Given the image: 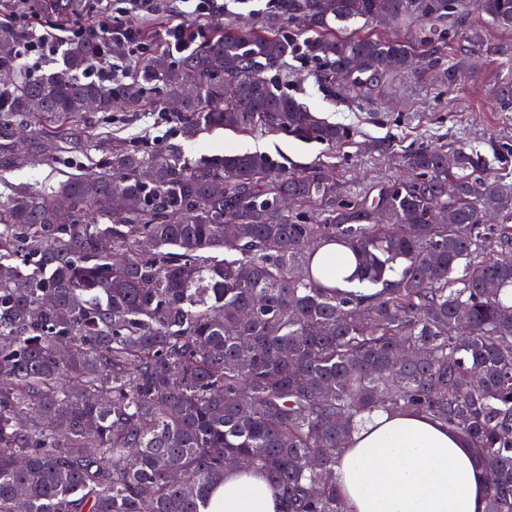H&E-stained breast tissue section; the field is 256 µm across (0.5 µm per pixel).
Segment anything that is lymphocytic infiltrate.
<instances>
[{
	"label": "lymphocytic infiltrate",
	"instance_id": "1",
	"mask_svg": "<svg viewBox=\"0 0 512 512\" xmlns=\"http://www.w3.org/2000/svg\"><path fill=\"white\" fill-rule=\"evenodd\" d=\"M170 22L149 37L146 24L160 12L159 0H92L89 11L69 22L43 23L36 8H20L0 0V27L13 29L20 40L19 58L28 75L64 46L95 40L99 51L84 76L103 86L128 77L152 52L154 45L168 54L183 53L207 40L216 21L228 12L226 0H177Z\"/></svg>",
	"mask_w": 512,
	"mask_h": 512
}]
</instances>
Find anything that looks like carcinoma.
<instances>
[{
    "instance_id": "1",
    "label": "carcinoma",
    "mask_w": 512,
    "mask_h": 512,
    "mask_svg": "<svg viewBox=\"0 0 512 512\" xmlns=\"http://www.w3.org/2000/svg\"><path fill=\"white\" fill-rule=\"evenodd\" d=\"M512 34V0H480ZM298 44L224 26L178 62L157 49L115 88L82 82L98 46L74 44L61 72L9 81L0 112L51 128L22 148L3 133L0 167L49 166L96 111L175 105L182 135L291 133L330 150L354 130L274 88L303 47L314 81L354 99L434 72L453 88L485 43L466 0H284ZM415 25L406 39L383 19ZM455 38L463 57L444 58ZM0 29V77L16 71ZM512 108V71L497 87ZM471 146L421 145L407 174L343 200L336 164L293 170L260 152L192 161L180 144H103L101 163L0 200V512H204L226 459L246 458L281 512H345L336 465L378 410L412 411L460 435L486 468V512H512V166ZM457 193L448 198V182ZM125 219L111 221L113 198ZM311 214H288L285 201ZM488 212L507 219L486 224ZM341 246L355 268L330 284ZM248 317H243L244 311ZM414 349L417 356H401Z\"/></svg>"
}]
</instances>
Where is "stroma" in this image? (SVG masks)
Wrapping results in <instances>:
<instances>
[{"mask_svg": "<svg viewBox=\"0 0 512 512\" xmlns=\"http://www.w3.org/2000/svg\"><path fill=\"white\" fill-rule=\"evenodd\" d=\"M232 25H257L286 29L282 14L265 10L262 0H239L224 16ZM315 64L306 58L288 60L287 74H279V89L304 102L316 115L355 129L353 145L330 152L322 144L290 134L255 131L248 134L220 132L182 141L177 124L155 126L149 112H90L76 128L78 138L93 137L104 143L121 138L131 143L183 142L190 157H207L226 151L263 152L291 169H303L319 161L334 162L343 183L342 196L350 199L403 173L406 151L432 143L484 147L487 142L512 145V109L495 103L494 91L501 72L499 60L480 59L465 82L455 90L437 83H409L403 95L383 102L360 103L324 92L313 80ZM390 141L391 152L379 149Z\"/></svg>", "mask_w": 512, "mask_h": 512, "instance_id": "35a3bbf8", "label": "stroma"}]
</instances>
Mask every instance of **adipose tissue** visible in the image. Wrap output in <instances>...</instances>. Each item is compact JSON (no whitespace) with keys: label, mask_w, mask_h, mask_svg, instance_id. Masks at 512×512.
Returning a JSON list of instances; mask_svg holds the SVG:
<instances>
[{"label":"adipose tissue","mask_w":512,"mask_h":512,"mask_svg":"<svg viewBox=\"0 0 512 512\" xmlns=\"http://www.w3.org/2000/svg\"><path fill=\"white\" fill-rule=\"evenodd\" d=\"M336 479L346 512H485L488 475L459 435L412 412L374 414L346 448ZM279 496L227 467L209 512H278Z\"/></svg>","instance_id":"ef3b65f1"}]
</instances>
